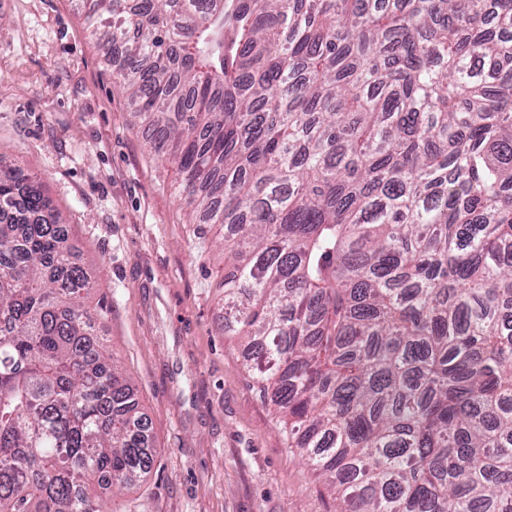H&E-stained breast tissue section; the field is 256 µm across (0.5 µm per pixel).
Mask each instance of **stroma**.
Returning a JSON list of instances; mask_svg holds the SVG:
<instances>
[{"label": "stroma", "mask_w": 512, "mask_h": 512, "mask_svg": "<svg viewBox=\"0 0 512 512\" xmlns=\"http://www.w3.org/2000/svg\"><path fill=\"white\" fill-rule=\"evenodd\" d=\"M84 0H0V163L39 180L96 271V332L133 380L155 465L108 512H333L222 321L215 230L191 223Z\"/></svg>", "instance_id": "35a3bbf8"}]
</instances>
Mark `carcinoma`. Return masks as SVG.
Listing matches in <instances>:
<instances>
[{"mask_svg": "<svg viewBox=\"0 0 512 512\" xmlns=\"http://www.w3.org/2000/svg\"><path fill=\"white\" fill-rule=\"evenodd\" d=\"M85 9L336 512H512V0ZM2 205L0 512H104L156 457L136 388L40 183Z\"/></svg>", "mask_w": 512, "mask_h": 512, "instance_id": "1", "label": "carcinoma"}]
</instances>
